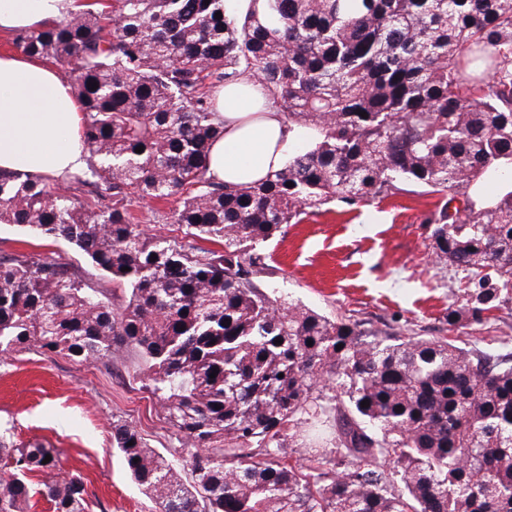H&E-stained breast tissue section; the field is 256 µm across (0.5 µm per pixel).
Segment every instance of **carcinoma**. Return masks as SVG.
Masks as SVG:
<instances>
[{"label": "carcinoma", "instance_id": "carcinoma-1", "mask_svg": "<svg viewBox=\"0 0 512 512\" xmlns=\"http://www.w3.org/2000/svg\"><path fill=\"white\" fill-rule=\"evenodd\" d=\"M227 2L90 0L15 37L75 76L89 159L54 181L0 169V224L76 247L114 294L55 252L0 255V355L139 353L181 458L127 421L112 444L155 512H512V351L390 343L254 284L255 246L302 208L407 182L461 191L425 218L435 262L463 273L448 329L512 307V0ZM246 76L314 136L238 188L206 160L215 89ZM173 196L187 244L131 209ZM0 462V512L89 509L44 444L0 436Z\"/></svg>", "mask_w": 512, "mask_h": 512}]
</instances>
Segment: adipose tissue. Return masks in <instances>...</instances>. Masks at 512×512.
Segmentation results:
<instances>
[{
	"label": "adipose tissue",
	"instance_id": "obj_1",
	"mask_svg": "<svg viewBox=\"0 0 512 512\" xmlns=\"http://www.w3.org/2000/svg\"><path fill=\"white\" fill-rule=\"evenodd\" d=\"M76 0H0V35L60 19ZM224 135L207 159L208 174L249 186L278 170L289 144L304 135L252 79L215 92ZM81 112L73 88L44 62L0 54V169L60 176L85 164Z\"/></svg>",
	"mask_w": 512,
	"mask_h": 512
}]
</instances>
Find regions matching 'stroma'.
Listing matches in <instances>:
<instances>
[{
    "instance_id": "obj_1",
    "label": "stroma",
    "mask_w": 512,
    "mask_h": 512,
    "mask_svg": "<svg viewBox=\"0 0 512 512\" xmlns=\"http://www.w3.org/2000/svg\"><path fill=\"white\" fill-rule=\"evenodd\" d=\"M438 201L406 184L351 205L336 201L306 210L298 223L283 225L274 239L259 244L267 270L256 286L333 319L367 321L380 336L410 323L426 338L451 334L462 347L512 349V312L507 310L481 328L449 332L448 307L459 276L435 264L432 227L424 222ZM175 205L172 198L137 199L133 209L149 234L179 243L182 230L171 221ZM49 249L94 287L111 290V279L68 243L49 248L30 232L0 224V254ZM141 366L132 349L91 364L33 349L12 353L0 359V435L53 448L62 473L84 477L90 512H154L112 446V424L123 420L151 448L166 453L178 447L155 398L135 377Z\"/></svg>"
}]
</instances>
